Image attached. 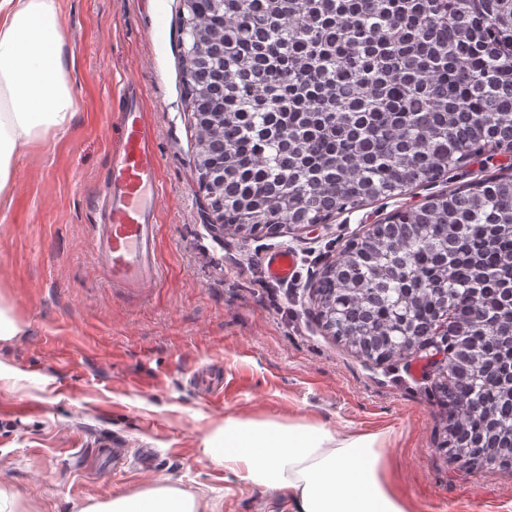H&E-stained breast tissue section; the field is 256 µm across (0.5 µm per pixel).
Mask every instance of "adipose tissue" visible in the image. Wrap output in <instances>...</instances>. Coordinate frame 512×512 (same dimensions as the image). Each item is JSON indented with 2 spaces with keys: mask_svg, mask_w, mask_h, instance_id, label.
<instances>
[{
  "mask_svg": "<svg viewBox=\"0 0 512 512\" xmlns=\"http://www.w3.org/2000/svg\"><path fill=\"white\" fill-rule=\"evenodd\" d=\"M76 99L64 63L58 0H0V198L23 147L64 134ZM387 433L225 416L205 457L248 485L287 495L291 512H418L390 462ZM203 496L164 480L78 512H207Z\"/></svg>",
  "mask_w": 512,
  "mask_h": 512,
  "instance_id": "obj_1",
  "label": "adipose tissue"
}]
</instances>
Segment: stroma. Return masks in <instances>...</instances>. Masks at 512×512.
Instances as JSON below:
<instances>
[{"label":"stroma","mask_w":512,"mask_h":512,"mask_svg":"<svg viewBox=\"0 0 512 512\" xmlns=\"http://www.w3.org/2000/svg\"><path fill=\"white\" fill-rule=\"evenodd\" d=\"M77 111L64 135L24 148L0 202V294L27 328L0 345V480L31 512L77 506L166 478L213 512H289L288 498L211 464L206 433L228 414L280 416L351 432L394 430L403 490L422 512H506L512 471L468 472L441 445L448 400L434 350L375 363L316 317L313 287L345 244L394 212L450 189L512 175L486 154L405 195L335 215L317 230L248 235L207 228L193 165L196 129L180 71L181 0H59ZM143 88L163 196L161 282L112 287L94 249L96 200L117 141L120 94ZM296 254L288 311L268 300L266 255ZM126 451L114 464L108 451Z\"/></svg>","instance_id":"stroma-1"}]
</instances>
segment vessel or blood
Listing matches in <instances>:
<instances>
[{"label": "vessel or blood", "mask_w": 512, "mask_h": 512, "mask_svg": "<svg viewBox=\"0 0 512 512\" xmlns=\"http://www.w3.org/2000/svg\"><path fill=\"white\" fill-rule=\"evenodd\" d=\"M138 84L122 92L121 145L113 150L109 180L102 195L99 232L94 247L113 287L140 289L158 284L161 270L155 253L156 213L162 198L155 129L145 118ZM268 279L295 278L297 261L280 251L264 262Z\"/></svg>", "instance_id": "b4317fda"}]
</instances>
